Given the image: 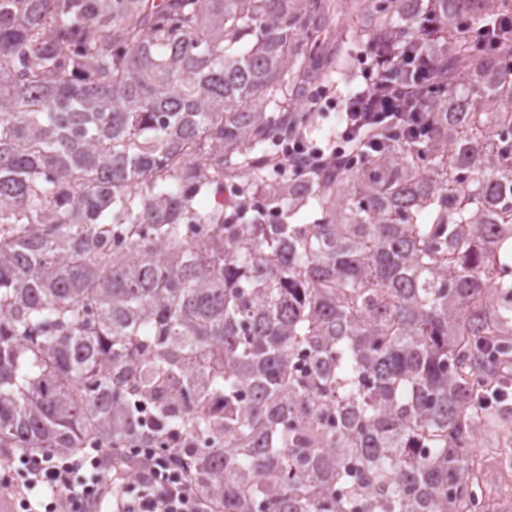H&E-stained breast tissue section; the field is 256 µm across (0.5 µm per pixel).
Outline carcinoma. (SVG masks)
I'll return each mask as SVG.
<instances>
[{
  "mask_svg": "<svg viewBox=\"0 0 512 512\" xmlns=\"http://www.w3.org/2000/svg\"><path fill=\"white\" fill-rule=\"evenodd\" d=\"M505 2L0 0V457L155 448L213 512H484L470 434L512 390V34L463 28ZM364 51L430 122L272 173L322 120L291 103L342 95Z\"/></svg>",
  "mask_w": 512,
  "mask_h": 512,
  "instance_id": "cac0c4a2",
  "label": "carcinoma"
}]
</instances>
